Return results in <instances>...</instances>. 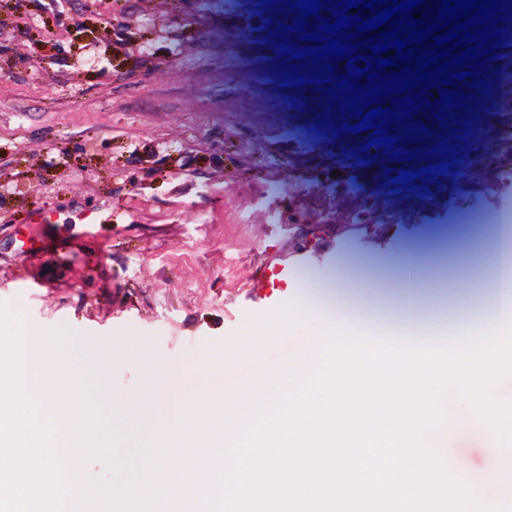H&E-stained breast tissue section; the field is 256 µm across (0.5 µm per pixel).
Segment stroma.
<instances>
[{
    "mask_svg": "<svg viewBox=\"0 0 512 512\" xmlns=\"http://www.w3.org/2000/svg\"><path fill=\"white\" fill-rule=\"evenodd\" d=\"M260 0H0V302L20 318L38 366L58 383L102 387L124 472L84 450L80 469L109 492L144 480L154 423L136 431L147 389L139 361L183 371L165 412L216 388L215 359L236 343L233 375L255 391L301 361L325 318L320 281L349 271L363 320L343 335L456 351L484 308L428 315L403 339L384 288L416 250L430 295L457 258L448 304L489 292L467 251L485 217L512 212V40L490 62V92L431 183L394 188L410 165L364 163L366 133L320 130L322 96L275 75ZM50 221L35 234L32 211ZM308 319L264 336L285 306ZM442 396L453 469L501 496L485 428L462 425Z\"/></svg>",
    "mask_w": 512,
    "mask_h": 512,
    "instance_id": "stroma-1",
    "label": "stroma"
}]
</instances>
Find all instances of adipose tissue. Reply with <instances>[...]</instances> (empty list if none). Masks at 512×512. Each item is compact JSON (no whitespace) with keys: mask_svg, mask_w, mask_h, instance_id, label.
Returning a JSON list of instances; mask_svg holds the SVG:
<instances>
[{"mask_svg":"<svg viewBox=\"0 0 512 512\" xmlns=\"http://www.w3.org/2000/svg\"><path fill=\"white\" fill-rule=\"evenodd\" d=\"M493 262L490 271L492 291L485 300L490 315L487 325L496 326L507 315H512V254L503 249L500 242H493ZM418 263L414 257H407L401 266V291L392 308L398 320L402 336L414 335L421 317L431 312L429 302L417 294L416 281ZM341 300L323 323L317 324L308 347V357L298 371L279 374L270 379L260 391L244 396L236 388L208 395L202 402L190 403L183 407L173 419L162 422V432L155 439V446H167L169 454L193 455L197 452L201 430L219 434L224 438L226 453L240 449L250 428L259 426L261 420L276 417L277 408L283 399L294 396L306 383L309 374L320 368L325 344L334 342L339 325L359 319L360 314L353 302L344 295L350 281L344 275H336L331 282ZM141 367L145 381L154 393L153 399L142 404L140 414L151 418L159 415L162 399L174 392L181 384L179 371L170 369L158 372L150 357H142Z\"/></svg>","mask_w":512,"mask_h":512,"instance_id":"ef3b65f1","label":"adipose tissue"}]
</instances>
